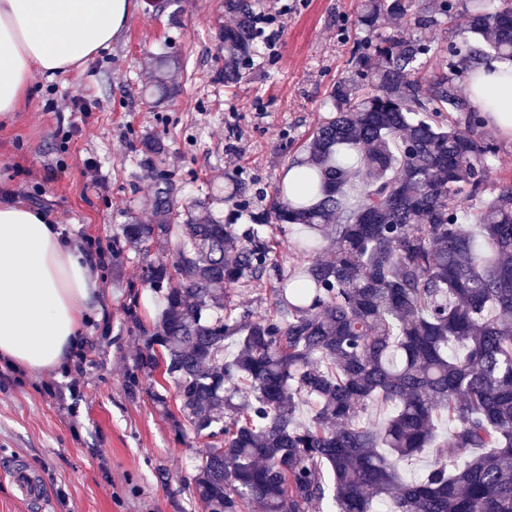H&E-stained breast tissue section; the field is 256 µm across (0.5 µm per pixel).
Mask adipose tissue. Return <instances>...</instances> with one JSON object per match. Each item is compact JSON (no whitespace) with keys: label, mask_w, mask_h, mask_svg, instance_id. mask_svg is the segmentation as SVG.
<instances>
[{"label":"adipose tissue","mask_w":512,"mask_h":512,"mask_svg":"<svg viewBox=\"0 0 512 512\" xmlns=\"http://www.w3.org/2000/svg\"><path fill=\"white\" fill-rule=\"evenodd\" d=\"M134 0H0V117L21 111L35 75L84 68L121 33ZM470 97L497 101L489 119L512 140V60L475 64ZM93 265L60 225L0 199V364L33 374L60 368L98 313Z\"/></svg>","instance_id":"obj_1"}]
</instances>
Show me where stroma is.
Listing matches in <instances>:
<instances>
[{"label": "stroma", "mask_w": 512, "mask_h": 512, "mask_svg": "<svg viewBox=\"0 0 512 512\" xmlns=\"http://www.w3.org/2000/svg\"><path fill=\"white\" fill-rule=\"evenodd\" d=\"M137 4L110 48L81 71L36 78L22 111L0 122V189L91 254L110 250L129 217L151 223L160 168L182 201L213 194L215 216L237 229L266 213L293 156L331 112L329 91L350 75L362 37L360 0H255L281 36L259 45L242 81L228 86L217 31L232 23L224 0H172L162 11ZM159 55L181 63L175 95L149 92ZM238 183L246 192L232 195ZM298 260L280 241L273 269L240 296L242 309L264 313ZM141 266L132 248L118 262H95L104 319L89 324L60 371L0 366V463L23 460L46 494L23 503L0 474V512H200L188 476L206 445L177 437L174 383L159 371L129 381L164 305Z\"/></svg>", "instance_id": "1"}]
</instances>
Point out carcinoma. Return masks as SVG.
Wrapping results in <instances>:
<instances>
[{
    "instance_id": "cac0c4a2",
    "label": "carcinoma",
    "mask_w": 512,
    "mask_h": 512,
    "mask_svg": "<svg viewBox=\"0 0 512 512\" xmlns=\"http://www.w3.org/2000/svg\"><path fill=\"white\" fill-rule=\"evenodd\" d=\"M224 10L232 85L258 17L254 0ZM458 10L468 25L430 74L420 33ZM392 20L414 34H382ZM355 25V77L333 85V115L244 246L208 199L180 203L164 170L154 222L112 238L113 256L145 257L143 285L164 300L131 376L162 370L182 419L212 440L188 477L201 512H512V186L485 198L499 148L457 90L468 63L512 58V0H361ZM165 67L154 86L167 95ZM294 224L302 262L265 314L239 310L234 290L273 264L269 228ZM174 229L176 254L150 259ZM376 404L390 410L379 425L363 417ZM427 450L425 473L403 479Z\"/></svg>"
}]
</instances>
